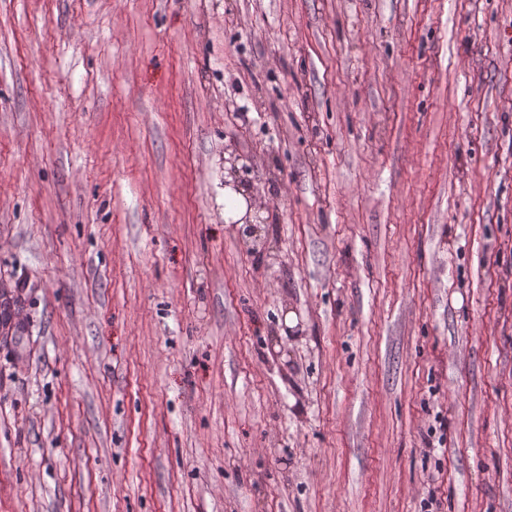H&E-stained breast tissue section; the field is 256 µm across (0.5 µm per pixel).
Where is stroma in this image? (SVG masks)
I'll list each match as a JSON object with an SVG mask.
<instances>
[{"instance_id": "stroma-1", "label": "stroma", "mask_w": 512, "mask_h": 512, "mask_svg": "<svg viewBox=\"0 0 512 512\" xmlns=\"http://www.w3.org/2000/svg\"><path fill=\"white\" fill-rule=\"evenodd\" d=\"M0 295V512H512V0H0ZM245 189L235 191L231 187H224V218L234 221L240 220L247 212L248 201ZM240 224H243L240 220Z\"/></svg>"}]
</instances>
